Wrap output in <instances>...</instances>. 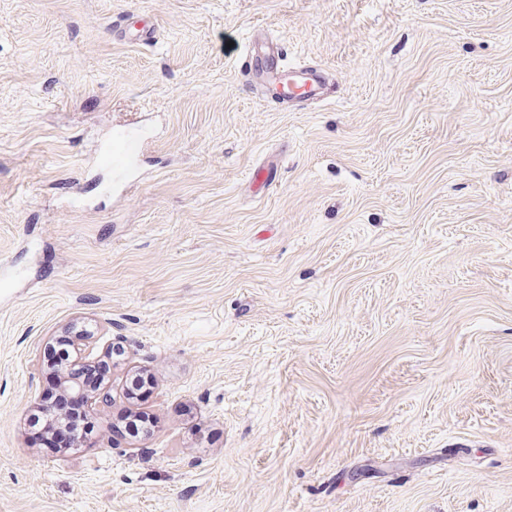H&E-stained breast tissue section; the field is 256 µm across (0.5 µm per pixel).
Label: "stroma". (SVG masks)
I'll list each match as a JSON object with an SVG mask.
<instances>
[{
	"mask_svg": "<svg viewBox=\"0 0 512 512\" xmlns=\"http://www.w3.org/2000/svg\"><path fill=\"white\" fill-rule=\"evenodd\" d=\"M257 29L329 99L270 95ZM2 257L0 512H512V0H0ZM71 322L124 354L56 455ZM142 147L140 134L130 127L118 131L103 147L100 161L112 170L113 186H121L123 191L132 186V183L128 182V168L137 159Z\"/></svg>",
	"mask_w": 512,
	"mask_h": 512,
	"instance_id": "stroma-1",
	"label": "stroma"
}]
</instances>
